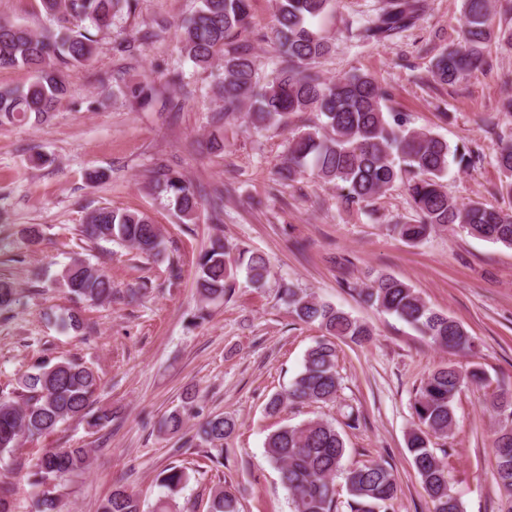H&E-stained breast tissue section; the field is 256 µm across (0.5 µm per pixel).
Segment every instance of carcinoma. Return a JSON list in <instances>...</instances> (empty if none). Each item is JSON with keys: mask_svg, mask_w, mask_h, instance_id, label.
I'll return each mask as SVG.
<instances>
[{"mask_svg": "<svg viewBox=\"0 0 512 512\" xmlns=\"http://www.w3.org/2000/svg\"><path fill=\"white\" fill-rule=\"evenodd\" d=\"M139 0H40L42 11L56 23L40 32L0 17V69L22 67L31 73L22 87H0V126L24 120L47 121L68 94L64 69L88 64L97 54L102 33L112 31L122 16L137 10ZM275 46L273 75L261 82L256 59L238 45L250 24V0H199L195 13L178 25L182 58L203 71L213 70L212 92L220 104L213 117L220 122L245 113L256 129L284 126L298 113H313L317 123L295 133L288 142L275 174L281 183L305 175L332 183L346 206L369 203L398 181L405 186L414 217L393 225L408 244L422 243L434 229L458 226L473 237L512 247V211L481 201L457 202L448 196L444 178L450 164L471 165V150L451 148L441 136L409 126L401 112L387 111L388 93L369 74L354 72L336 80L325 79L318 66L333 51V44L313 30L312 22L335 8L336 0H274ZM424 10L423 0H382V6L360 29L364 42L380 43L412 27ZM512 16V0H463L459 42L434 57L430 74L440 84H453L489 66L491 42L512 47V25L494 29L495 12ZM116 52L127 58L140 47L160 38L141 29L133 34L118 31ZM139 107L151 105L158 95L155 82L145 79L119 88ZM500 173L498 193L512 198V133L500 138L494 153ZM155 188L173 200L185 223L199 219L207 207L209 219L224 222V190L208 193L182 175L171 172ZM90 242L116 241L139 252L161 253L160 228L143 212L108 206L90 211L81 225ZM197 293L203 302L224 299L235 288L238 270L248 281L263 287L271 272L268 257L246 249L232 255L228 243L217 237L198 258ZM60 282L72 299L100 303L112 298V281L100 270L75 261L61 273ZM363 301L412 325L433 344L455 353H469L475 341L458 321L432 309L406 282L379 275L360 290ZM288 306L304 323H316L326 335L305 354L302 371L287 390L273 395L267 409L280 411L293 403L333 401L341 389L337 371L336 340L363 344L371 329L346 312L290 286L284 288ZM487 385L479 368L461 374L451 365L431 372L416 390L412 405L415 428L408 434L411 463L431 502V512H463L452 491L447 465L430 448V438L446 436L454 419L453 404L463 383ZM21 393L0 395V454L20 447L21 439L47 437L70 420L91 428L112 421V413L92 412L100 390L97 372L76 359H61L36 367L18 379ZM495 419L494 479L503 491L501 512H512V387L499 385L486 397ZM183 411L167 415L161 429L178 433ZM236 429V420L219 414L207 418L197 437L210 447L213 461L224 458V440ZM265 448L280 473L294 512H337L335 479L343 478L349 512H393L398 482L393 469L380 462L346 461L345 442L336 427L322 419L285 425L266 440ZM91 464L86 448H46L32 474L38 488L36 512H62L60 483ZM189 480L186 469L173 466L163 472L160 484L169 493ZM236 496L217 488L211 493L209 512H239ZM98 512H141L137 496L118 486L105 498Z\"/></svg>", "mask_w": 512, "mask_h": 512, "instance_id": "carcinoma-1", "label": "carcinoma"}]
</instances>
